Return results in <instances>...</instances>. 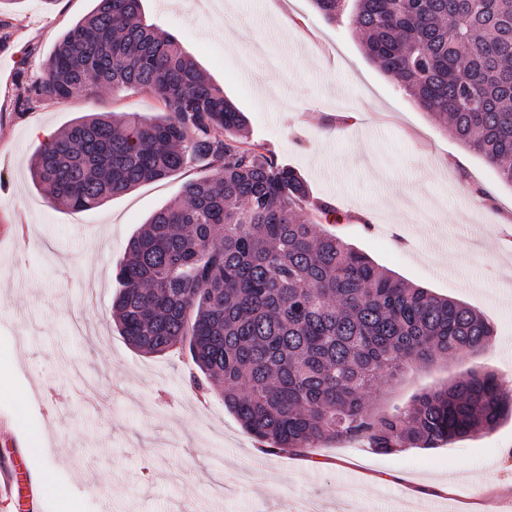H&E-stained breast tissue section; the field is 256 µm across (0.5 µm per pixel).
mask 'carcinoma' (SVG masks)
<instances>
[{
	"instance_id": "1",
	"label": "carcinoma",
	"mask_w": 512,
	"mask_h": 512,
	"mask_svg": "<svg viewBox=\"0 0 512 512\" xmlns=\"http://www.w3.org/2000/svg\"><path fill=\"white\" fill-rule=\"evenodd\" d=\"M312 3L330 22L350 12L365 56L512 186V0ZM91 86L147 90L162 110L72 120L34 152V184L86 211L209 160L214 175L187 183L131 237L112 318L143 354L188 346L193 386L222 389L259 450L434 449L512 418V391L481 369L405 408H369L382 378L474 353L493 325L321 229L317 219L336 209L244 140L243 112L176 37L147 23L143 0H94L60 37L34 95L64 102Z\"/></svg>"
}]
</instances>
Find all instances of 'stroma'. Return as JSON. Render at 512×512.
<instances>
[{
	"label": "stroma",
	"instance_id": "35a3bbf8",
	"mask_svg": "<svg viewBox=\"0 0 512 512\" xmlns=\"http://www.w3.org/2000/svg\"><path fill=\"white\" fill-rule=\"evenodd\" d=\"M92 0L0 5V420L24 432L49 469L44 512H505L512 503V423L430 450L379 454L331 442L308 456L262 454L224 407L200 398L184 354L134 350L112 320L115 269L131 235L205 174L168 179L89 211L50 204L31 180L41 129L78 116L160 111L153 95L90 88L58 102L33 93L59 37ZM246 117L250 143L307 181L341 216L327 229L395 276L473 308L493 325L477 354L439 359L379 382L376 411L491 371L512 386V186L419 108L364 55L349 21L311 0H144ZM361 113L358 122L349 113ZM483 189L487 201L472 199ZM396 474L395 485L371 477ZM111 491L109 505L86 492ZM448 485L441 498L411 491Z\"/></svg>",
	"mask_w": 512,
	"mask_h": 512
}]
</instances>
